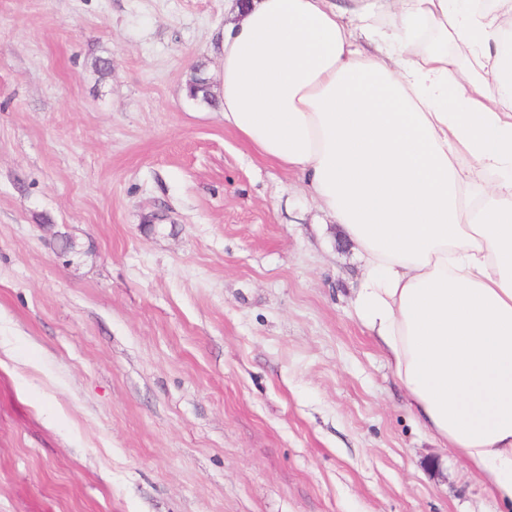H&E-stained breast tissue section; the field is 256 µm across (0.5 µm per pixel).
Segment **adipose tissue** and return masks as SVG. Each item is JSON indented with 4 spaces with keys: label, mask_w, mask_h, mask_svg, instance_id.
<instances>
[{
    "label": "adipose tissue",
    "mask_w": 512,
    "mask_h": 512,
    "mask_svg": "<svg viewBox=\"0 0 512 512\" xmlns=\"http://www.w3.org/2000/svg\"><path fill=\"white\" fill-rule=\"evenodd\" d=\"M225 127L360 250L353 308L512 512V0H228Z\"/></svg>",
    "instance_id": "1"
}]
</instances>
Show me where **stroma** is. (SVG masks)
<instances>
[{
	"label": "stroma",
	"instance_id": "35a3bbf8",
	"mask_svg": "<svg viewBox=\"0 0 512 512\" xmlns=\"http://www.w3.org/2000/svg\"><path fill=\"white\" fill-rule=\"evenodd\" d=\"M224 2L0 0V512H499L356 245L186 95Z\"/></svg>",
	"mask_w": 512,
	"mask_h": 512
}]
</instances>
